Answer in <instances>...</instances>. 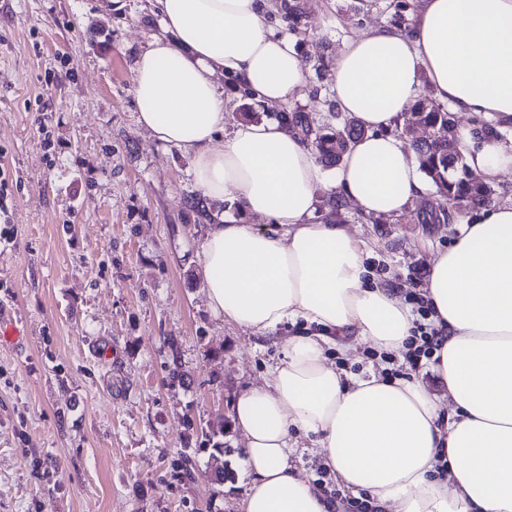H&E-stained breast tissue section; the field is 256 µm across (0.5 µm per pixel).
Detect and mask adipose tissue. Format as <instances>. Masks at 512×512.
Segmentation results:
<instances>
[{"label": "adipose tissue", "instance_id": "ef3b65f1", "mask_svg": "<svg viewBox=\"0 0 512 512\" xmlns=\"http://www.w3.org/2000/svg\"><path fill=\"white\" fill-rule=\"evenodd\" d=\"M267 3L155 0L165 33L139 55L134 79L139 124L191 156L199 191L276 225L264 232L222 219L197 239L212 315L255 334L306 324L262 384L233 404L251 479L242 510L330 512L289 462L301 433L377 512H512V205L481 211L431 263L424 297L430 323L446 333L432 365L442 394L329 362L331 346L406 353L415 314L397 289L368 281L364 240L311 220L321 186L385 218L426 194L413 148L393 133L422 81L452 111L512 120V0H421L409 33L348 42L332 80L340 109L364 134L330 172L285 122L224 131L216 71L271 105L305 83L290 39L268 27ZM459 142L474 174L512 171V142L467 131Z\"/></svg>", "mask_w": 512, "mask_h": 512}]
</instances>
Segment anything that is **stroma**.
Segmentation results:
<instances>
[{"label": "stroma", "mask_w": 512, "mask_h": 512, "mask_svg": "<svg viewBox=\"0 0 512 512\" xmlns=\"http://www.w3.org/2000/svg\"><path fill=\"white\" fill-rule=\"evenodd\" d=\"M390 0H299L306 82L291 99L335 125L338 53L373 29L407 32ZM153 0H0V305L27 341L0 346V512H242L244 439L207 434L260 381L295 327L254 335L212 316L188 206L191 163L136 120L135 62L162 34ZM224 88V130L281 111ZM48 123H41V116ZM416 201L396 218L344 204L374 245V281L408 294L455 225ZM223 463V483L205 472Z\"/></svg>", "instance_id": "obj_1"}]
</instances>
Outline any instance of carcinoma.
Segmentation results:
<instances>
[{
    "instance_id": "obj_1",
    "label": "carcinoma",
    "mask_w": 512,
    "mask_h": 512,
    "mask_svg": "<svg viewBox=\"0 0 512 512\" xmlns=\"http://www.w3.org/2000/svg\"><path fill=\"white\" fill-rule=\"evenodd\" d=\"M284 9L288 29L300 33L301 12L297 0H288ZM331 111L336 125L327 131L314 129L309 117L301 111L290 108L281 115L290 127L311 140L319 161L328 167L338 165L349 144L362 134L356 120L341 112L337 105H332ZM410 115L435 131L433 138L419 139L411 127H396L397 134L411 142L421 170L435 188L431 207L435 219L455 224L468 209L494 205L495 188L486 179L473 175L466 166L453 113L448 107L424 96L411 107V112L404 113L406 117Z\"/></svg>"
}]
</instances>
